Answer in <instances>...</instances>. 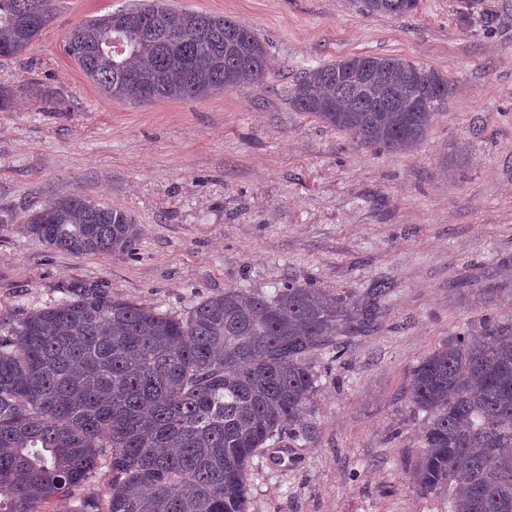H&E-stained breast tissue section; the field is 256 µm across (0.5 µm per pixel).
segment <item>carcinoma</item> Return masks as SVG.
<instances>
[{"label": "carcinoma", "mask_w": 512, "mask_h": 512, "mask_svg": "<svg viewBox=\"0 0 512 512\" xmlns=\"http://www.w3.org/2000/svg\"><path fill=\"white\" fill-rule=\"evenodd\" d=\"M396 17L419 0H360ZM51 0H0V57L26 52ZM112 44H107V39ZM65 52L105 94L133 102L245 88L269 73L263 41L238 21L144 0L90 17ZM452 95L448 76L397 56H352L304 72L297 112L379 151L418 147ZM49 247L82 255L136 250L133 215L79 195L20 218ZM389 283L365 296L291 283L272 296L231 288L184 315L75 283L65 297L0 321V512H246L247 473L294 429L316 393L310 357L380 325ZM411 405L428 416L412 480L448 488V512H512V323L485 317L414 367ZM112 477L101 500L97 471Z\"/></svg>", "instance_id": "obj_1"}]
</instances>
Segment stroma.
Wrapping results in <instances>:
<instances>
[{"label":"stroma","mask_w":512,"mask_h":512,"mask_svg":"<svg viewBox=\"0 0 512 512\" xmlns=\"http://www.w3.org/2000/svg\"><path fill=\"white\" fill-rule=\"evenodd\" d=\"M136 0H53L17 59L0 58V316L73 282L186 314L228 288L288 282L361 297L391 281L379 330L314 356L305 442L254 458L248 512H448L412 465L425 414L413 368L483 316L512 321V0H420L405 17L358 0H168L233 18L266 45L260 84L135 103L89 81L64 47L78 21ZM399 56L447 74L453 95L417 150L380 152L297 112L307 69ZM70 193L134 215V255L50 248L15 216Z\"/></svg>","instance_id":"stroma-1"}]
</instances>
